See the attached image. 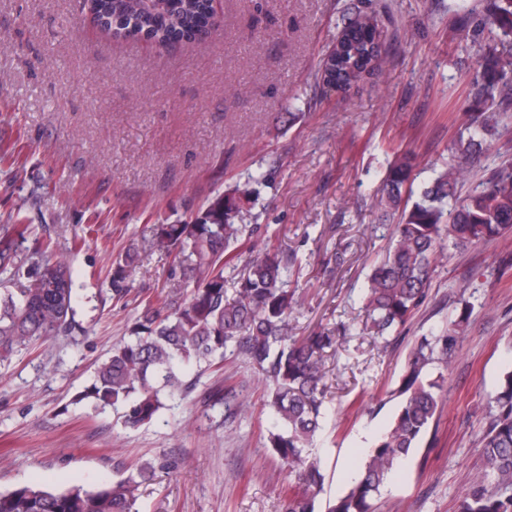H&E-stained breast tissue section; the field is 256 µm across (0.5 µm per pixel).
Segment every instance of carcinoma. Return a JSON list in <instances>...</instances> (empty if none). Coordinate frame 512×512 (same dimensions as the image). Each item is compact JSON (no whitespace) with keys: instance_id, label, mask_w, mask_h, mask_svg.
<instances>
[{"instance_id":"1","label":"carcinoma","mask_w":512,"mask_h":512,"mask_svg":"<svg viewBox=\"0 0 512 512\" xmlns=\"http://www.w3.org/2000/svg\"><path fill=\"white\" fill-rule=\"evenodd\" d=\"M96 27L115 41H146L158 46L194 43L211 31L212 0H87ZM482 28L512 37V0H492ZM392 33L383 17L360 10L345 20L321 60L317 79L323 90L334 83L351 89L379 72ZM512 71V54L491 47L479 49L475 83L490 105L503 76ZM498 134L497 111L470 118L455 143L467 160L483 152ZM415 158L402 153L389 163L381 189V205L399 215L390 225V245L363 288L362 333L383 339L403 326L423 303L432 265L443 238L457 249L512 235V157H506L465 198L457 200L467 168L450 167L413 195ZM252 191L235 189L211 199L182 224H159L153 245L173 256L193 283L180 297L157 295L137 318L133 336L122 341L98 365L90 386L77 392L72 404L94 412L124 409V423L137 428L155 421L167 402L184 387V370L224 358L230 347L245 356L261 376L266 406L273 416L268 443L288 465L300 487L288 486L280 512H316L324 477L320 462L306 454L326 408V361L336 346L330 329L293 336L289 318L297 306L288 293L290 267L274 250L248 264L226 288L224 269L235 261L234 246L248 225L239 223ZM141 252L131 243L112 264V296L130 288L132 269ZM81 298L70 256L34 234L17 217L0 224V361L54 336H68L79 325ZM472 312L464 303L447 327L423 337L412 351L397 389L400 402L387 427L368 449L363 467L349 488L326 512H375L381 488L418 447L441 404V379L432 365L448 367L457 356ZM211 407L224 415L243 411L241 404L216 391ZM482 466L457 512H512V366L501 374L489 405L482 435ZM155 474L146 460L115 483L87 490L65 491L23 485L0 491V512H137L139 487Z\"/></svg>"}]
</instances>
